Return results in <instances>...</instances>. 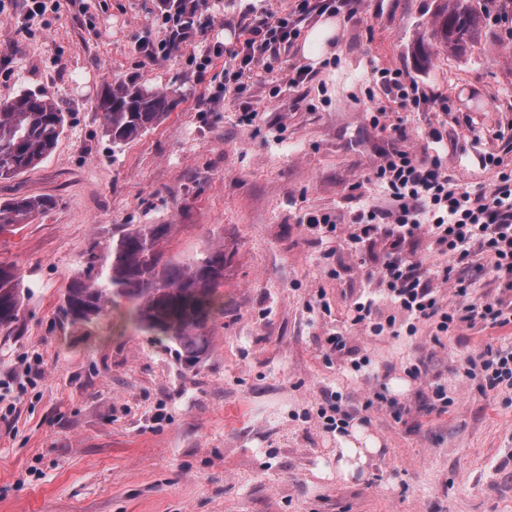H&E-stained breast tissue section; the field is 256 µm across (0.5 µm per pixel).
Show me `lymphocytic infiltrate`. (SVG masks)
Wrapping results in <instances>:
<instances>
[{"label":"lymphocytic infiltrate","mask_w":512,"mask_h":512,"mask_svg":"<svg viewBox=\"0 0 512 512\" xmlns=\"http://www.w3.org/2000/svg\"><path fill=\"white\" fill-rule=\"evenodd\" d=\"M209 9V0H164L161 21L162 39L146 41L142 50L147 57H164L176 42L195 30V21ZM298 36L294 20L279 16L270 20L243 24L235 46L214 44L213 54L234 61L224 73L221 92L238 88L240 80L266 60L276 58ZM371 180L390 193V207L377 209L366 205L352 243L378 240L385 248L377 275L386 283L391 298L405 315L407 330L421 320L436 319L438 331H448L454 322L483 320L491 325L512 322V300L484 305L470 303L457 314L442 312L438 290L422 264L406 250L407 242L424 236L431 249L461 263L472 257V246L491 253L493 270L506 288H512V173H502L492 193L475 194L443 172L439 161H427L398 146H391ZM466 373L480 377L484 387L494 389L512 385V352H491L481 360H468Z\"/></svg>","instance_id":"f902f5d3"}]
</instances>
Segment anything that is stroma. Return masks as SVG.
<instances>
[{"label":"stroma","instance_id":"obj_1","mask_svg":"<svg viewBox=\"0 0 512 512\" xmlns=\"http://www.w3.org/2000/svg\"><path fill=\"white\" fill-rule=\"evenodd\" d=\"M58 3L28 21L23 0H0V99L45 91L66 114L48 157L0 179V202L54 201L0 233V265L24 290L17 321L0 328V512H512V387L462 376L469 358L512 350V323L372 335L352 324L351 305L382 293L383 245H349L365 203L389 206L368 182L391 138L370 123L377 109L404 122L405 149L438 156L468 191L498 182L485 154L512 170V0H472L483 21L462 54L431 36L445 0H341L336 43L318 65L293 42L218 100L231 62L203 69L201 56L296 0H211L205 34L155 60L141 45L162 34L161 0ZM382 68L418 82L421 105L387 94ZM303 69L307 81L290 85ZM132 77L174 106L115 145L98 103ZM311 213L329 214L339 236L311 234ZM128 224L167 225L168 257L226 252L224 312L195 367L140 329L127 301L88 323L60 311L92 246ZM492 265L477 250L453 267L443 307L500 299ZM336 332L350 353L328 348ZM355 358L366 366L353 369ZM438 385L441 412L427 407ZM333 392L382 443L350 482L332 476L336 434L317 416Z\"/></svg>","mask_w":512,"mask_h":512}]
</instances>
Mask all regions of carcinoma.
<instances>
[{"mask_svg":"<svg viewBox=\"0 0 512 512\" xmlns=\"http://www.w3.org/2000/svg\"><path fill=\"white\" fill-rule=\"evenodd\" d=\"M480 23L468 0H448L431 36L452 50H462ZM173 106L163 90L130 78L106 89L98 108L103 129L119 144L160 124ZM65 114L46 93H21L0 101V179L36 167L55 148L64 130ZM53 206L48 197L14 199L0 204V232ZM168 227L142 224L125 230L102 254L90 252L84 270L71 280L62 311L74 322H90L125 299L144 331L165 337L175 355L195 365L209 348L207 326L224 306L218 301L224 284L226 255L220 247L184 261L165 259L159 249ZM22 306L19 277L0 266V328L17 320Z\"/></svg>","mask_w":512,"mask_h":512,"instance_id":"carcinoma-1","label":"carcinoma"}]
</instances>
